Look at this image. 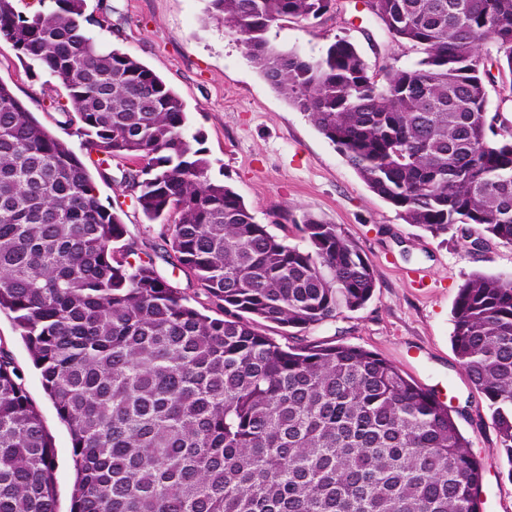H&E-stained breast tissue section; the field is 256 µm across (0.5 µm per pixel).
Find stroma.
Listing matches in <instances>:
<instances>
[{"mask_svg":"<svg viewBox=\"0 0 512 512\" xmlns=\"http://www.w3.org/2000/svg\"><path fill=\"white\" fill-rule=\"evenodd\" d=\"M357 0H339L332 19L289 21L269 27L276 48L320 57L344 36L371 67L415 64L417 52L398 46L356 11ZM204 0H86L97 34L152 69L183 99L188 135L199 136L210 162L208 175L233 187L259 223L289 244L302 242L299 221L311 213L353 238L377 273L370 301L356 311L307 331L310 340L354 344L390 361L451 407L482 466L481 512H512V480L506 454L485 397L468 381L452 349L453 312L461 285L476 272L512 279V247L486 242L472 250L476 232L461 224L446 240L404 223L374 194L343 156L291 106L250 62L241 35L204 14ZM0 80L78 156L86 151L72 128L49 109L65 100L60 81L27 67L0 41ZM101 203L122 204L124 244L154 258L161 277L204 302L197 283L166 263V226L148 221L119 183L96 179ZM0 346L10 351L30 401L54 446L58 512H70L75 479L72 439L48 397L41 373L11 314L0 313Z\"/></svg>","mask_w":512,"mask_h":512,"instance_id":"1","label":"stroma"}]
</instances>
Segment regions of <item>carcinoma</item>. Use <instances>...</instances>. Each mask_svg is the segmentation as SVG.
Returning <instances> with one entry per match:
<instances>
[{
  "label": "carcinoma",
  "mask_w": 512,
  "mask_h": 512,
  "mask_svg": "<svg viewBox=\"0 0 512 512\" xmlns=\"http://www.w3.org/2000/svg\"><path fill=\"white\" fill-rule=\"evenodd\" d=\"M23 14L0 0V41L57 77L98 175L168 225L171 264L212 317L120 244L82 159L0 81V312L13 314L72 437L71 512H480L482 472L448 407L360 346L307 329L371 299L358 243L307 213V247L260 224L185 136V105L89 28L85 0ZM251 62L406 224H458L512 246V129L487 126L488 88L512 98V0H377L391 38L422 54L371 70L336 37L318 59L264 37L329 0H205ZM452 345L488 401L512 465V280L459 288ZM290 329L280 343L263 326ZM54 449L0 347V512H57Z\"/></svg>",
  "instance_id": "carcinoma-1"
}]
</instances>
